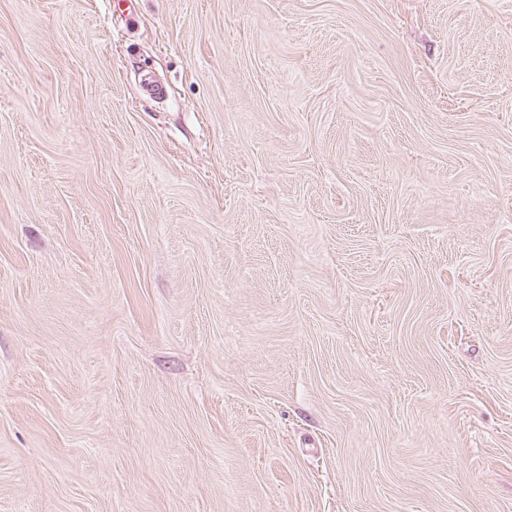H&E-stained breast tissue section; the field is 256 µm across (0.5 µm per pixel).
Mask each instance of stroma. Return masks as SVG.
Masks as SVG:
<instances>
[{"label":"stroma","instance_id":"stroma-1","mask_svg":"<svg viewBox=\"0 0 512 512\" xmlns=\"http://www.w3.org/2000/svg\"><path fill=\"white\" fill-rule=\"evenodd\" d=\"M0 512H512V0H0Z\"/></svg>","mask_w":512,"mask_h":512}]
</instances>
